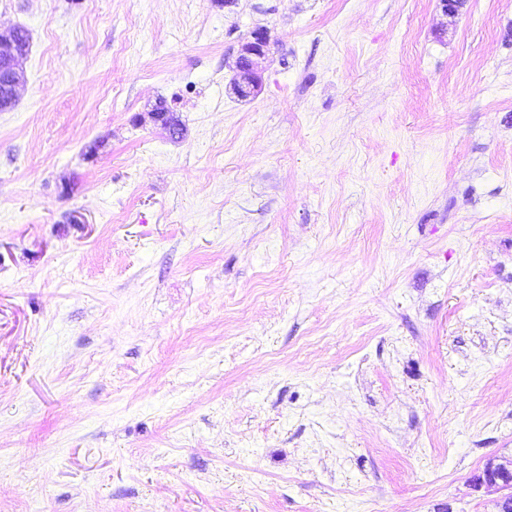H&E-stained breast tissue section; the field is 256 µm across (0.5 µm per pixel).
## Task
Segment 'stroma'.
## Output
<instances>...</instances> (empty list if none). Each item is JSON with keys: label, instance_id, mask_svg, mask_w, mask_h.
<instances>
[{"label": "stroma", "instance_id": "obj_1", "mask_svg": "<svg viewBox=\"0 0 512 512\" xmlns=\"http://www.w3.org/2000/svg\"><path fill=\"white\" fill-rule=\"evenodd\" d=\"M17 27L0 512H496L512 0H0ZM267 33L256 28L250 34V40L242 44L234 64V86L239 95L247 96L254 91L261 80L258 73V59L264 58L269 51Z\"/></svg>", "mask_w": 512, "mask_h": 512}]
</instances>
